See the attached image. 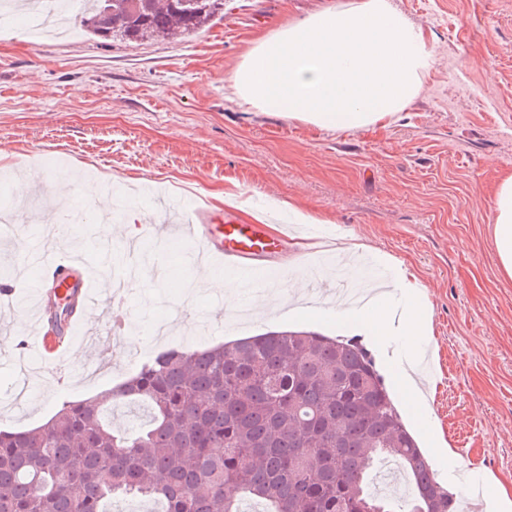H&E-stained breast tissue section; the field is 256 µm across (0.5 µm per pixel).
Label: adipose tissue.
<instances>
[{
  "label": "adipose tissue",
  "instance_id": "ef3b65f1",
  "mask_svg": "<svg viewBox=\"0 0 512 512\" xmlns=\"http://www.w3.org/2000/svg\"><path fill=\"white\" fill-rule=\"evenodd\" d=\"M433 56L421 29L389 0H352L287 22L256 41L231 75L234 95L259 112H277L325 129L383 125L420 94ZM496 261L512 278V174L492 192ZM396 288L407 297L404 335L423 336L428 322L420 284L399 271ZM337 318L357 333L387 336L388 296L364 308L337 306Z\"/></svg>",
  "mask_w": 512,
  "mask_h": 512
}]
</instances>
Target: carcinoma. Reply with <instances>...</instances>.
<instances>
[{"instance_id":"1","label":"carcinoma","mask_w":512,"mask_h":512,"mask_svg":"<svg viewBox=\"0 0 512 512\" xmlns=\"http://www.w3.org/2000/svg\"><path fill=\"white\" fill-rule=\"evenodd\" d=\"M83 16L104 40L192 37L224 0H97ZM150 407L117 433L104 408ZM393 459L411 480L410 512H458L396 407L376 360L352 338L269 331L156 354L108 392L62 402L45 424L0 429V512H106L117 497L161 512H392L367 473Z\"/></svg>"}]
</instances>
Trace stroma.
<instances>
[{"mask_svg":"<svg viewBox=\"0 0 512 512\" xmlns=\"http://www.w3.org/2000/svg\"><path fill=\"white\" fill-rule=\"evenodd\" d=\"M350 0H224L223 17L205 33L139 43L107 42L74 27L65 37L28 31L20 18L0 27V174L39 170L58 182L65 170L112 184V227H68L64 251L84 261L95 292L124 276L115 244L130 219L154 225L143 261L166 279H134L127 311L140 334L154 324L163 340L125 355L109 371L83 361L41 364L32 377L16 366L26 338L12 327L31 315L41 284L29 279L9 326L0 332V428L47 422L65 400L109 390L158 351L204 349L269 330H314L349 337L352 329L309 294L310 272L291 269L279 299L234 317L235 297L187 293L206 271L167 229L152 196L234 211L238 220L285 226L306 258L330 267L347 248L376 277L398 269L423 287L428 335L413 364L400 361L408 341L374 343L390 392L415 366L413 384L427 404L430 434L418 443L440 481L458 499L484 494L483 512H512V278L496 263L492 190L512 173V0H390L420 27L433 65L420 95L391 122L367 130H323L235 99L227 79L253 41L279 24ZM34 220L0 233V264L23 266L54 197L30 191ZM320 216L302 224L284 206ZM213 330H199V321Z\"/></svg>","mask_w":512,"mask_h":512,"instance_id":"35a3bbf8","label":"stroma"}]
</instances>
